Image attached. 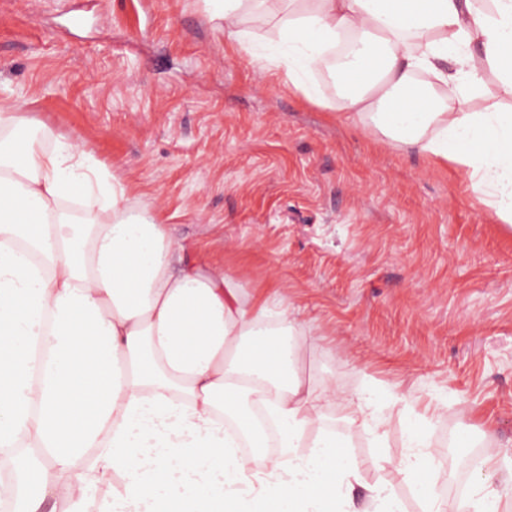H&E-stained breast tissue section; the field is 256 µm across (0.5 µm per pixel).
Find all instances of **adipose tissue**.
<instances>
[{"mask_svg": "<svg viewBox=\"0 0 512 512\" xmlns=\"http://www.w3.org/2000/svg\"><path fill=\"white\" fill-rule=\"evenodd\" d=\"M216 2L212 18L261 70L314 104L317 73L337 75L350 118L452 163L512 224V111L460 106L482 95L487 66L512 99V0ZM247 14L277 29L275 47L257 50ZM21 124L0 108V450L14 454V512H403L387 483L357 507L359 462L333 434L306 436L336 406L377 441L386 422L370 391L297 379L314 333L190 259L72 138ZM406 438L396 470L423 512H499L493 492L437 493L417 424Z\"/></svg>", "mask_w": 512, "mask_h": 512, "instance_id": "1", "label": "adipose tissue"}]
</instances>
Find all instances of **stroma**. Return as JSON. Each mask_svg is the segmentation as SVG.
Instances as JSON below:
<instances>
[{
  "label": "stroma",
  "mask_w": 512,
  "mask_h": 512,
  "mask_svg": "<svg viewBox=\"0 0 512 512\" xmlns=\"http://www.w3.org/2000/svg\"><path fill=\"white\" fill-rule=\"evenodd\" d=\"M206 0H0V102L28 128L80 138L165 221L190 258L258 302L285 291L318 340L298 376L344 394L374 384L381 443L326 410L360 463L352 494L390 483L417 421L449 494L482 478L512 512V230L453 166L349 120L328 75L306 102L209 22ZM495 444V475L477 452Z\"/></svg>",
  "instance_id": "stroma-1"
}]
</instances>
